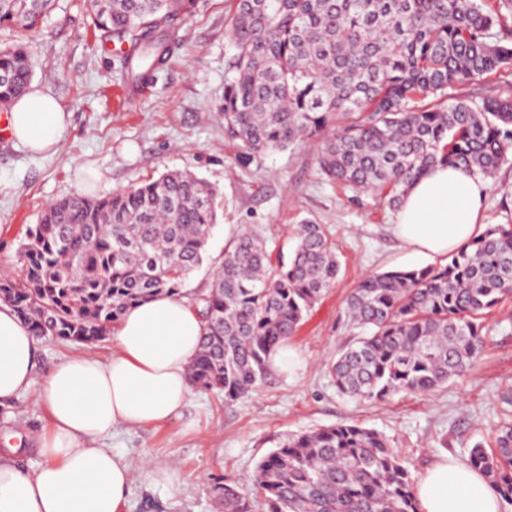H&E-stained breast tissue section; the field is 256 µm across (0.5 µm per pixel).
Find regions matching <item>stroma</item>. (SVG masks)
I'll return each instance as SVG.
<instances>
[{
  "instance_id": "stroma-1",
  "label": "stroma",
  "mask_w": 512,
  "mask_h": 512,
  "mask_svg": "<svg viewBox=\"0 0 512 512\" xmlns=\"http://www.w3.org/2000/svg\"><path fill=\"white\" fill-rule=\"evenodd\" d=\"M233 8L232 0H199L193 16L176 20L182 46L175 61L139 92L128 87L116 52L95 37L87 0H56L27 42L34 83L58 99L69 123L52 153L0 139V277L17 274L25 229L49 205L77 195L108 197L169 170L190 171L219 192L218 222L185 293L209 287L243 227L258 230L276 257L293 249L298 224L324 225L341 263L336 285L288 341L297 354L292 368L272 370L235 401L192 390L172 420L119 427L105 439L137 471L124 512H224L215 491L222 478L253 492L258 462L286 436L338 422L384 434L417 478L441 457L463 460L474 443H491L494 427L512 416V404L502 401L512 391V299L487 315L482 353L464 377L381 402L337 392L328 365L362 334L348 316V295L368 275L430 260L395 237V210L323 179L315 143L267 153L257 165L238 162L220 115L235 54L224 33ZM486 185L483 224L512 223V160ZM47 429L38 386L0 406V448H18L20 467H36ZM148 463L175 466L176 487L149 486L141 471Z\"/></svg>"
}]
</instances>
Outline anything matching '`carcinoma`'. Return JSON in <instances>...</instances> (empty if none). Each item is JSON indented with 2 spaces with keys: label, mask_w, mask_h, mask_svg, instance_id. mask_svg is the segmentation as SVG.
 <instances>
[{
  "label": "carcinoma",
  "mask_w": 512,
  "mask_h": 512,
  "mask_svg": "<svg viewBox=\"0 0 512 512\" xmlns=\"http://www.w3.org/2000/svg\"><path fill=\"white\" fill-rule=\"evenodd\" d=\"M55 0H0V24L34 30ZM198 0H92L101 41L127 45L134 88L153 81L180 43L174 21ZM504 16L488 0H236V54L224 85V130L245 164L318 140L331 182L393 207L437 165L488 179L512 152V86L504 97L447 104L448 88L512 67ZM32 78L24 41L0 49V107ZM215 189L170 171L109 198L54 203L26 229L19 274L0 300L39 336L103 340L122 312L156 294H182L217 221ZM320 224H300L288 257L272 262L261 234L242 230L211 287L192 298L203 322L190 368L198 388L226 401L252 392L271 356L338 279ZM512 297V224L486 228L440 264L365 277L347 298L371 333L331 366L339 392L361 402L424 394L464 376L484 346L485 316ZM469 466L512 503V419ZM415 480L375 430L342 422L285 438L263 457L255 488L264 512H420ZM224 512H252L230 481Z\"/></svg>",
  "instance_id": "1"
}]
</instances>
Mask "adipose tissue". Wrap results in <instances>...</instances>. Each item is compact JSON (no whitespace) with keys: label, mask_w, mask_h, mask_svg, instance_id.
Listing matches in <instances>:
<instances>
[{"label":"adipose tissue","mask_w":512,"mask_h":512,"mask_svg":"<svg viewBox=\"0 0 512 512\" xmlns=\"http://www.w3.org/2000/svg\"><path fill=\"white\" fill-rule=\"evenodd\" d=\"M68 114L46 90L30 85L10 112L16 143L54 147ZM485 184L464 170L436 166L403 198L393 232L416 253L445 257L484 232ZM202 322L185 299L159 294L128 308L112 333V354L66 358L36 379L39 339L10 306L0 304V404L40 383L51 428L30 471L14 449L0 453V512H122L133 470L101 439L120 426L169 421L190 392L189 367ZM421 512H501L497 491L458 459L436 461L415 485Z\"/></svg>","instance_id":"ef3b65f1"}]
</instances>
